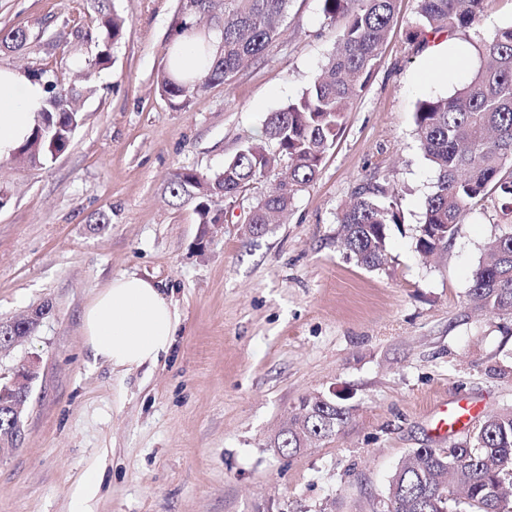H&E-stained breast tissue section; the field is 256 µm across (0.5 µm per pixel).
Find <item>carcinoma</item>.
<instances>
[{"label":"carcinoma","mask_w":512,"mask_h":512,"mask_svg":"<svg viewBox=\"0 0 512 512\" xmlns=\"http://www.w3.org/2000/svg\"><path fill=\"white\" fill-rule=\"evenodd\" d=\"M290 0H191L180 3L177 34L210 37L199 28L201 17L218 21L219 45L212 62L194 75L175 76L164 69L161 92L185 108L191 95L214 84L230 85L235 75L259 59L280 35ZM395 0H322L326 19L348 17L334 51L304 94L272 113L264 129L268 144L251 143L212 174L182 168L168 180L170 194L194 206L198 223H224L231 204L254 181L287 160L281 179L254 207L249 224L265 232L275 217L288 214L295 197L317 177L327 152L340 137L345 115L365 87L393 19ZM484 0H417V23L407 40L471 28ZM106 40H118L125 20L105 14ZM23 30L0 34V46L17 49ZM483 58L468 80L446 98L417 104L415 132L424 156L436 172L435 191L427 198L417 225L415 250L422 256L445 251L456 238L463 217L489 198L512 214V26L478 48ZM46 86V106L38 113L32 136L12 155L23 165L41 166L64 152L72 127L82 121L73 89L42 69L31 70ZM339 246L361 266H383L389 227L404 223L399 191L376 177L355 189L337 216ZM484 258L467 292L469 306L491 314H512V224L483 246ZM297 414L301 432H288L277 445L290 452L303 438L321 441L338 433L349 410L340 401L304 399ZM391 512H512V411L483 416L460 441L446 448H416L388 486Z\"/></svg>","instance_id":"obj_1"}]
</instances>
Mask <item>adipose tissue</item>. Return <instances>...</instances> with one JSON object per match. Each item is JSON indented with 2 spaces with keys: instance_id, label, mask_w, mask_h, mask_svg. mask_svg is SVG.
<instances>
[{
  "instance_id": "ef3b65f1",
  "label": "adipose tissue",
  "mask_w": 512,
  "mask_h": 512,
  "mask_svg": "<svg viewBox=\"0 0 512 512\" xmlns=\"http://www.w3.org/2000/svg\"><path fill=\"white\" fill-rule=\"evenodd\" d=\"M41 83L20 68L0 67V159L12 156L30 136L45 105ZM81 320L94 360L129 372L153 367L174 346L180 315L172 300L150 279L126 274L99 292Z\"/></svg>"
}]
</instances>
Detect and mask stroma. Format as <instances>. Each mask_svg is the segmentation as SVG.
Segmentation results:
<instances>
[{"instance_id":"1","label":"stroma","mask_w":512,"mask_h":512,"mask_svg":"<svg viewBox=\"0 0 512 512\" xmlns=\"http://www.w3.org/2000/svg\"><path fill=\"white\" fill-rule=\"evenodd\" d=\"M126 20L105 44L94 0H0V32L23 49L0 66L42 68L81 90L83 120L40 168L0 160V321L49 305L29 339L0 348V381L37 363L17 450L0 459V512H72L99 468L91 512H387L389 481L446 402L471 424L512 411V317L473 310L467 290L484 243L512 215L469 212L447 252L425 260L416 227L435 174L415 135L418 101L448 97L480 65L478 48L512 25V0H485L448 38L466 67L430 80V48L407 32L416 0H395L373 73L317 179L287 216L252 235L253 208L278 178L251 184L213 233L166 185L180 168L221 170L264 138L268 115L299 98L344 26L321 0H290L283 34L231 85L184 109L164 97L179 0H104ZM109 49L111 67L81 71ZM401 193L385 265L367 269L337 243V215L371 175ZM108 213L110 224L91 219ZM152 279L181 323L169 356L127 374L93 362L81 313L112 278ZM341 396L342 429L290 454L272 441L302 399ZM97 486L98 472L96 469H90L80 481L78 490L73 499L72 512H90L85 504L95 495Z\"/></svg>"}]
</instances>
